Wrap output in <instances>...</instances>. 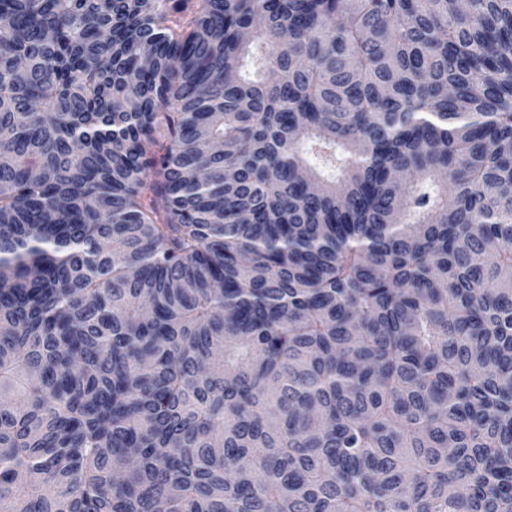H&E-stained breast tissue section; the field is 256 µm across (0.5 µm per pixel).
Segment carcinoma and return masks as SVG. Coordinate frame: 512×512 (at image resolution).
I'll return each mask as SVG.
<instances>
[{
	"instance_id": "carcinoma-1",
	"label": "carcinoma",
	"mask_w": 512,
	"mask_h": 512,
	"mask_svg": "<svg viewBox=\"0 0 512 512\" xmlns=\"http://www.w3.org/2000/svg\"><path fill=\"white\" fill-rule=\"evenodd\" d=\"M0 512H512V0H0Z\"/></svg>"
}]
</instances>
